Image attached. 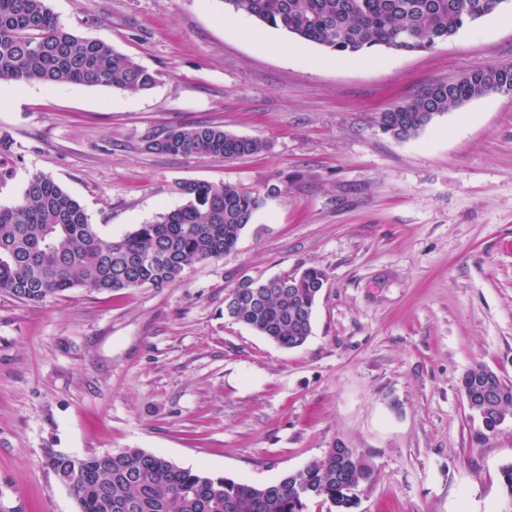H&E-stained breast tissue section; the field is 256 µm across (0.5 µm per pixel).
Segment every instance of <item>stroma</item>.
Instances as JSON below:
<instances>
[{"label": "stroma", "mask_w": 512, "mask_h": 512, "mask_svg": "<svg viewBox=\"0 0 512 512\" xmlns=\"http://www.w3.org/2000/svg\"><path fill=\"white\" fill-rule=\"evenodd\" d=\"M67 27L156 73L146 92L0 81V205L50 175L118 238L182 205V181L264 196L236 249L162 289L0 294V512H76L47 450L139 448L253 485L349 448L375 471L350 512H503L512 415L482 432L460 389L512 384V94L384 134L380 112L477 66L512 63V13L426 52L361 65L252 22L224 0H48ZM267 143L231 161L149 151L171 128ZM309 266L312 332L279 346L224 315L246 277Z\"/></svg>", "instance_id": "1"}]
</instances>
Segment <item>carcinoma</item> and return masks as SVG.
I'll return each instance as SVG.
<instances>
[{"label":"carcinoma","mask_w":512,"mask_h":512,"mask_svg":"<svg viewBox=\"0 0 512 512\" xmlns=\"http://www.w3.org/2000/svg\"><path fill=\"white\" fill-rule=\"evenodd\" d=\"M273 29L336 54L433 49L463 28L512 6V0H224ZM88 83L131 93L151 89L155 74L101 39L67 29L48 0H0V81ZM499 88L512 93V64L471 68L451 83L423 88L379 116L383 133L407 138L434 116ZM267 148L259 138L220 127L169 130L148 142L155 153L232 160ZM184 203L119 239L103 237L80 203L49 175L29 178L21 201L0 205V293L25 304L58 299L73 288L105 293L165 288L197 262L238 245L262 199L240 185L183 181ZM324 270L244 279L224 299V315L294 349L308 339L324 288ZM469 409L487 433L512 414V385L478 365L461 379ZM46 465L76 501L78 512H304L321 499L338 509L375 472L349 448H331L304 468L263 486L183 468L140 448L76 457L46 454Z\"/></svg>","instance_id":"obj_1"}]
</instances>
